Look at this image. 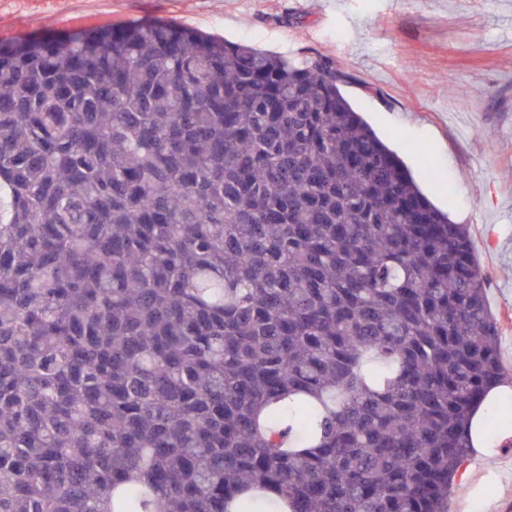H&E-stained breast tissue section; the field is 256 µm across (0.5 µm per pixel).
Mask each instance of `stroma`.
I'll return each mask as SVG.
<instances>
[{"mask_svg":"<svg viewBox=\"0 0 512 512\" xmlns=\"http://www.w3.org/2000/svg\"><path fill=\"white\" fill-rule=\"evenodd\" d=\"M156 21L347 72L353 108L468 226L512 371V0H0L2 40ZM490 434L448 512H512V422Z\"/></svg>","mask_w":512,"mask_h":512,"instance_id":"obj_1","label":"stroma"}]
</instances>
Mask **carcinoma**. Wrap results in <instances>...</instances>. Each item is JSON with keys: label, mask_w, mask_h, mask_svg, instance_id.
Listing matches in <instances>:
<instances>
[{"label": "carcinoma", "mask_w": 512, "mask_h": 512, "mask_svg": "<svg viewBox=\"0 0 512 512\" xmlns=\"http://www.w3.org/2000/svg\"><path fill=\"white\" fill-rule=\"evenodd\" d=\"M346 79L176 23L0 42V512H448L512 373ZM511 394L508 388L494 387L488 392L486 401L475 410L471 420V432L474 440V444L478 448H488L485 436H484V423H485V405L489 401V404H496L501 401L507 394Z\"/></svg>", "instance_id": "1"}]
</instances>
